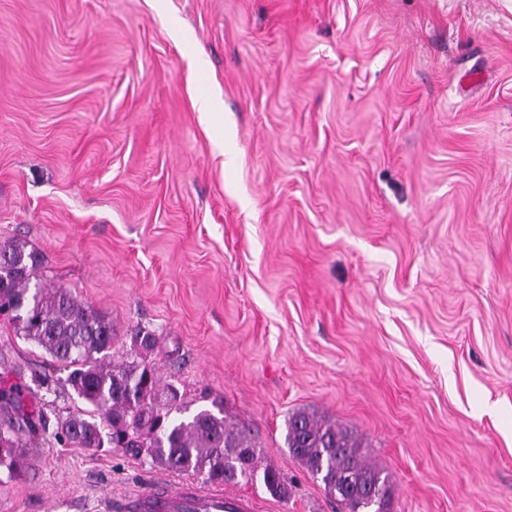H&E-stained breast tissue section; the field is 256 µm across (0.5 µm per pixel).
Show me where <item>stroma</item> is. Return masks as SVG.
Returning a JSON list of instances; mask_svg holds the SVG:
<instances>
[{"label":"stroma","instance_id":"1","mask_svg":"<svg viewBox=\"0 0 512 512\" xmlns=\"http://www.w3.org/2000/svg\"><path fill=\"white\" fill-rule=\"evenodd\" d=\"M216 108L202 117L195 103ZM40 283L154 330L162 383L224 399L343 512L290 414L349 428L393 512H512V0H0V241ZM0 319L27 411L85 410ZM0 512H99L165 470L53 434Z\"/></svg>","mask_w":512,"mask_h":512}]
</instances>
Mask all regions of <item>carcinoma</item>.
<instances>
[{"instance_id":"cac0c4a2","label":"carcinoma","mask_w":512,"mask_h":512,"mask_svg":"<svg viewBox=\"0 0 512 512\" xmlns=\"http://www.w3.org/2000/svg\"><path fill=\"white\" fill-rule=\"evenodd\" d=\"M43 253L23 239L0 242V316L15 335L42 348L52 362L69 371L67 382L96 415L68 416L54 437L75 448L109 447L178 474L211 484L259 482L273 497L288 499V481L275 467L260 466L258 443L246 426L224 411V398L181 418L184 395L161 384L151 353L155 334L137 327L121 360L110 359L112 321L78 300L67 288L35 282ZM27 386L0 388V470L19 467L17 449L46 433L43 411H24ZM286 441L299 463L321 480L345 512H391L389 476L365 459L348 429L307 412L288 419Z\"/></svg>"}]
</instances>
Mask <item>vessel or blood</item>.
<instances>
[{
	"label": "vessel or blood",
	"mask_w": 512,
	"mask_h": 512,
	"mask_svg": "<svg viewBox=\"0 0 512 512\" xmlns=\"http://www.w3.org/2000/svg\"><path fill=\"white\" fill-rule=\"evenodd\" d=\"M115 512H260L261 502L192 478L158 479L154 486L114 502Z\"/></svg>",
	"instance_id": "b4317fda"
}]
</instances>
